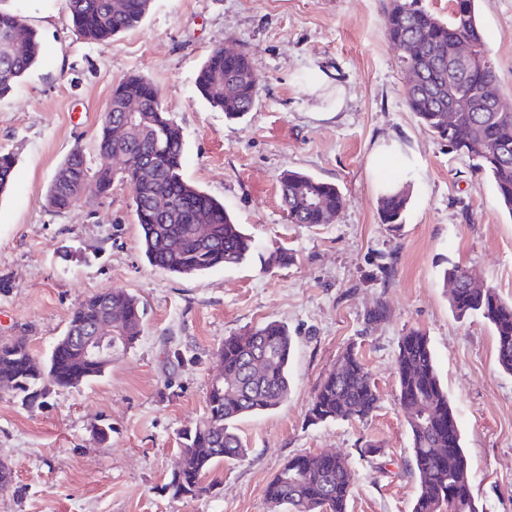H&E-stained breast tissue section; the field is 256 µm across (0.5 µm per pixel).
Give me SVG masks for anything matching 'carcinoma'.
Here are the masks:
<instances>
[{"label": "carcinoma", "instance_id": "cac0c4a2", "mask_svg": "<svg viewBox=\"0 0 512 512\" xmlns=\"http://www.w3.org/2000/svg\"><path fill=\"white\" fill-rule=\"evenodd\" d=\"M151 0H65L73 29L84 39L109 43L139 26ZM387 38L401 50L407 74L406 103L418 122L448 146L473 161L494 185L500 207L512 214V111L485 112L477 98L499 95L490 50L483 39L476 0H451L448 18L415 6L413 0H390ZM459 41L471 46V57L456 59ZM415 44L419 53L409 51ZM40 41L24 18L0 9V97L12 91L36 64ZM196 89L228 121L254 110L260 83L244 53L212 51L199 68ZM465 94L473 100L467 112L456 113L448 128V101ZM137 108L132 127L122 138L113 124L125 109ZM98 166L89 172L81 148H74L52 179L45 205L64 213L87 194L107 195L121 182L131 191L140 246L148 263L173 275H195L246 262L258 249L224 203L200 190L183 175L184 139L164 108L158 89L145 77L131 75L112 89L97 131ZM15 157L0 151V192L10 184ZM279 193L291 224H331L342 207V193L333 183L299 170H285ZM166 201L163 211L158 200ZM409 203L401 188L379 198L381 223L397 227ZM466 268L453 265L443 279L459 282L448 298L452 313L465 318L481 314L493 326L497 361L512 373V302L489 285L466 281ZM112 310L117 323L112 336L123 346L144 331V309L138 298L113 288L80 301L49 356L37 360L24 337L0 340V381L8 384L29 409L43 405L57 388H75L102 376L106 366L90 360L75 337L95 331ZM293 339L278 321L254 326L224 338L222 364L207 395V416L179 433V457L162 491L174 500L209 493L215 484L203 477L218 462L242 458L246 448L233 424L253 414L280 407L288 398V362ZM397 400L406 415L412 464L418 491L411 512H479L468 459L454 410L443 387L428 337L412 331L401 337L396 356ZM375 383L366 364L353 351L343 354L317 388L308 409L316 423L366 421L378 408ZM354 473L345 459L330 454L290 458L266 487L271 512H348Z\"/></svg>", "mask_w": 512, "mask_h": 512}]
</instances>
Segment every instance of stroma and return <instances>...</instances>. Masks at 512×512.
Segmentation results:
<instances>
[{"instance_id": "stroma-1", "label": "stroma", "mask_w": 512, "mask_h": 512, "mask_svg": "<svg viewBox=\"0 0 512 512\" xmlns=\"http://www.w3.org/2000/svg\"><path fill=\"white\" fill-rule=\"evenodd\" d=\"M389 3L152 0L137 28L102 45L77 35L64 0H0L41 41L38 63L0 98V151L17 159L0 197V337H26L42 359L90 295L121 288L145 308L142 336L113 351L102 377L55 390L34 409L0 387V461L13 472L0 512H270L265 489L276 472L323 451L345 456L354 472L348 512H411L418 482L395 361L412 331L431 343L475 498L483 512H512V374L498 367L482 316L454 318L442 279L458 264L512 301V215L498 207L491 180L408 109L400 53L386 36ZM477 8L501 99L512 107V0ZM216 48L247 54L261 79L255 109L233 122L195 88ZM130 75L160 89L184 135L186 179L255 238L251 260L189 276L153 269L120 183L63 213L45 207L73 147L97 166L112 87ZM391 143L416 159L410 168L391 161L410 194L396 228L380 221L368 165ZM287 169L339 187L334 223H289L279 200ZM282 248L293 250L292 262L268 267ZM380 304L386 319L367 323ZM274 320L294 339L287 401L238 422L247 455L212 467V492L169 498L161 487L177 434L206 414L225 337ZM349 350L374 378L377 411L365 422L311 423L316 389ZM370 443L378 453L362 455Z\"/></svg>"}]
</instances>
